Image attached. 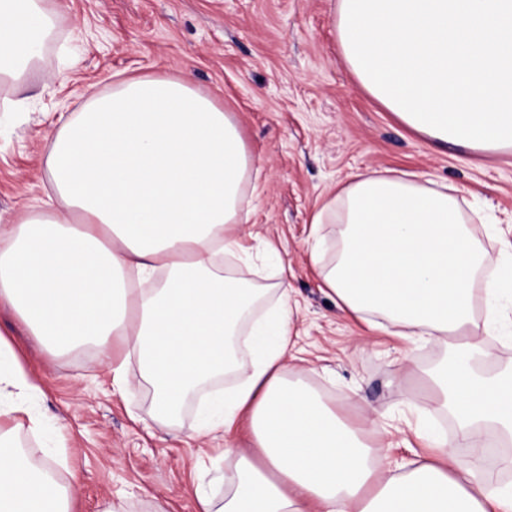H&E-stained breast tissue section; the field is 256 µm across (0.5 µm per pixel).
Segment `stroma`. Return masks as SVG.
Returning <instances> with one entry per match:
<instances>
[{"mask_svg":"<svg viewBox=\"0 0 512 512\" xmlns=\"http://www.w3.org/2000/svg\"><path fill=\"white\" fill-rule=\"evenodd\" d=\"M335 0H61L62 18L39 67L24 86H0V215L35 203L49 189L47 143L61 114H73L115 73L190 72L239 126L256 170L242 243L255 264L233 272L273 308L278 284L291 289L292 350L286 374L301 379L344 419H372L367 442L392 458H427L421 429L453 435L454 418L430 412L422 374L443 361V344L409 342L370 328L328 295L310 260L314 237L325 256L339 227L312 228L318 200L368 170L397 169L448 183L463 203L481 202L497 217L473 231L491 254L512 250V151L490 155L441 148L406 128L358 85L336 46ZM0 333L14 345L39 392L43 418L33 433L26 415L7 420L32 459L53 458L58 481L72 492L74 512H196L195 487L222 498L234 474L223 438L200 435L211 395L183 409L175 426L154 418L137 358L122 386L93 350L49 353L0 310ZM416 372L400 377L404 363Z\"/></svg>","mask_w":512,"mask_h":512,"instance_id":"obj_1","label":"stroma"}]
</instances>
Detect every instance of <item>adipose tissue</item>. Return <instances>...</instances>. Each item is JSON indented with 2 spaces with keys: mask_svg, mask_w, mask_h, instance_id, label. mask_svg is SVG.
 <instances>
[{
  "mask_svg": "<svg viewBox=\"0 0 512 512\" xmlns=\"http://www.w3.org/2000/svg\"><path fill=\"white\" fill-rule=\"evenodd\" d=\"M58 18L59 0H0V85L38 67ZM333 27L359 85L405 126L441 147L512 150V0H337ZM249 166L237 123L186 75L116 79L51 138L55 200L0 225V307L50 353L92 348L115 382L120 353L137 354L157 419L173 423L187 397L234 364L232 339L259 300L221 266L241 257L232 229ZM471 221L447 185L395 170L356 175L311 217L341 227L333 260L311 259L346 312L380 317L410 340L464 337L427 374L434 410L457 421L453 438L425 434L435 460L393 473L384 450L285 378L283 285L278 308L249 334L248 379L213 400L203 425L226 434L235 474L222 504L197 492L199 512H512V486L485 466L493 443L512 440V371L474 366L494 355L474 331V280L494 268L485 290L494 322L512 259H493ZM36 390L0 336V417L26 411ZM245 420L243 449L230 433ZM53 470L49 460L30 465L0 433V512H71Z\"/></svg>",
  "mask_w": 512,
  "mask_h": 512,
  "instance_id": "ef3b65f1",
  "label": "adipose tissue"
}]
</instances>
